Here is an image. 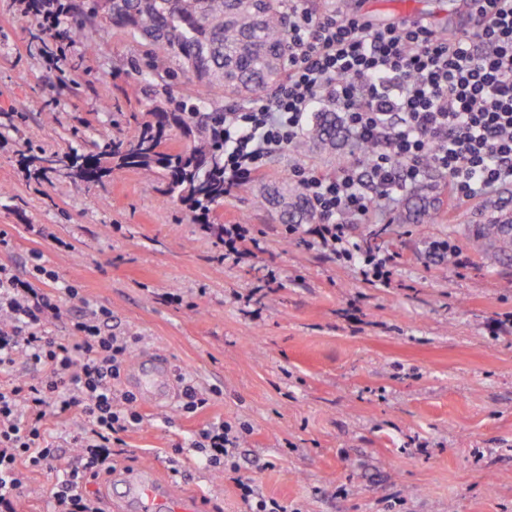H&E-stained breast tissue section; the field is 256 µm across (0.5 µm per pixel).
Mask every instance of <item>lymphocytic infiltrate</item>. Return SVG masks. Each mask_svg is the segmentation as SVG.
I'll list each match as a JSON object with an SVG mask.
<instances>
[{"mask_svg":"<svg viewBox=\"0 0 512 512\" xmlns=\"http://www.w3.org/2000/svg\"><path fill=\"white\" fill-rule=\"evenodd\" d=\"M473 2L474 26L443 38L422 19L377 27L359 14L320 16L296 0L285 79L271 96L224 114L225 185L262 172L303 135L317 104L335 103L354 144L374 155L332 174L294 168L316 214L311 244L354 265L364 283L391 287L392 256L354 242L351 225L394 204L430 168L447 177L455 201L512 186V0ZM59 297L0 264V512H19L31 473L60 460L50 512H102L87 484L110 473L114 435L143 421L135 395L118 387L135 337L106 329L103 308L69 316ZM59 322L65 335L51 334ZM21 361L37 376H20ZM51 408L79 415V432L47 439ZM246 432L206 425L189 446L173 448L170 471L179 474L193 448L209 471L233 473L250 512H281L234 463Z\"/></svg>","mask_w":512,"mask_h":512,"instance_id":"f902f5d3","label":"lymphocytic infiltrate"}]
</instances>
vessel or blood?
<instances>
[{
    "label": "vessel or blood",
    "mask_w": 512,
    "mask_h": 512,
    "mask_svg": "<svg viewBox=\"0 0 512 512\" xmlns=\"http://www.w3.org/2000/svg\"><path fill=\"white\" fill-rule=\"evenodd\" d=\"M130 386L141 399L153 406L167 405L178 382L167 356L150 353L142 356L129 376ZM114 512H206V503L196 496L179 495L174 483L157 480L151 470L130 474L124 499L113 505Z\"/></svg>",
    "instance_id": "vessel-or-blood-1"
}]
</instances>
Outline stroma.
<instances>
[{
  "label": "stroma",
  "instance_id": "1",
  "mask_svg": "<svg viewBox=\"0 0 512 512\" xmlns=\"http://www.w3.org/2000/svg\"><path fill=\"white\" fill-rule=\"evenodd\" d=\"M459 2L313 7L379 26L423 15L448 36ZM42 33L40 17L0 0V231L11 239L0 262L27 279L45 265L56 279L41 287L79 291L65 308L108 309L113 331L165 353L209 396L194 414L144 410L112 451L113 473L155 465L170 477L173 444L224 420L249 428L241 472L282 512H512V248L493 259L477 237L497 216L486 200L452 202L428 182L418 190L435 223L353 225L355 241L396 257L395 287L374 288L303 234L286 235L276 212L253 209L294 167L332 173L355 161L345 142L332 156L289 147L215 211V223L260 232L255 258L234 263L135 169L102 184L36 172L31 156L89 150L111 140L114 113L127 129L165 103L139 91L130 62L142 47L125 30L65 43L61 57L43 49ZM105 91L117 110L103 108ZM434 241L456 246L461 264L430 256ZM177 488L204 498L207 512H249L233 481L196 458Z\"/></svg>",
  "mask_w": 512,
  "mask_h": 512
}]
</instances>
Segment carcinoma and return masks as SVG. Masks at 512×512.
Segmentation results:
<instances>
[{
    "label": "carcinoma",
    "instance_id": "cac0c4a2",
    "mask_svg": "<svg viewBox=\"0 0 512 512\" xmlns=\"http://www.w3.org/2000/svg\"><path fill=\"white\" fill-rule=\"evenodd\" d=\"M69 25L54 36L60 46L73 35L103 38L114 26L128 31L149 49L131 65L143 92L180 77L192 83L198 102L173 100L174 108L153 114L120 139L96 152L66 155L81 182L100 183L112 167L138 170L149 183H160L193 213L207 222L224 202L223 100H246L267 92L285 76L290 0H69ZM179 128L192 144L179 152L163 150L165 132ZM347 136L334 112H319L306 138L295 144L302 152L327 150ZM255 200V206L279 208L286 224H313L315 214L299 185ZM437 213L417 204L408 220L432 224ZM479 236L493 244L509 240L512 218L478 226Z\"/></svg>",
    "mask_w": 512,
    "mask_h": 512
}]
</instances>
